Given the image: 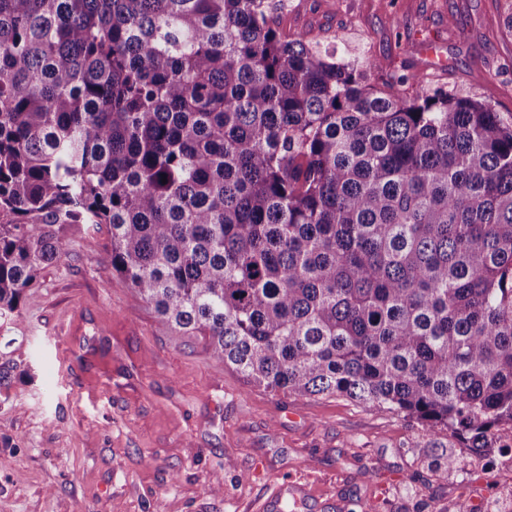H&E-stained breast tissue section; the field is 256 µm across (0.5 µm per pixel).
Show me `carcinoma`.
I'll list each match as a JSON object with an SVG mask.
<instances>
[{
  "label": "carcinoma",
  "mask_w": 512,
  "mask_h": 512,
  "mask_svg": "<svg viewBox=\"0 0 512 512\" xmlns=\"http://www.w3.org/2000/svg\"><path fill=\"white\" fill-rule=\"evenodd\" d=\"M283 0H0V319L70 231L272 392L512 439V113L366 83ZM166 182H161V179Z\"/></svg>",
  "instance_id": "1"
}]
</instances>
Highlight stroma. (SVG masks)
<instances>
[{
    "label": "stroma",
    "instance_id": "obj_1",
    "mask_svg": "<svg viewBox=\"0 0 512 512\" xmlns=\"http://www.w3.org/2000/svg\"><path fill=\"white\" fill-rule=\"evenodd\" d=\"M285 33L380 63L512 113V0H285ZM446 56L431 67L423 43ZM110 229L70 236L20 315L0 327V512H257L283 478L308 487L293 512H491L512 496L511 448L466 447L416 420L344 396L273 393L171 331L112 274ZM456 461L436 479L435 450ZM224 492L206 490L210 477Z\"/></svg>",
    "mask_w": 512,
    "mask_h": 512
}]
</instances>
